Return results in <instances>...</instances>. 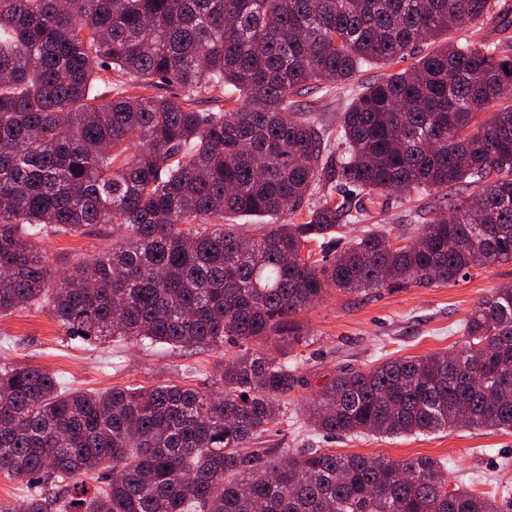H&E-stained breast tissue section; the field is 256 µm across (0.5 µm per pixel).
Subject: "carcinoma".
<instances>
[{
    "label": "carcinoma",
    "instance_id": "1",
    "mask_svg": "<svg viewBox=\"0 0 512 512\" xmlns=\"http://www.w3.org/2000/svg\"><path fill=\"white\" fill-rule=\"evenodd\" d=\"M512 30L508 0H0V316L45 307L66 335L171 347L301 342L294 317L330 289L455 283L512 262ZM433 48L408 62L420 43ZM408 66L358 93L333 147L291 97L365 65ZM183 96L116 92L99 74ZM230 86L238 105L196 97ZM474 195L438 207L413 239L368 230L311 189ZM249 244L224 217L278 219ZM92 224L112 248L57 275L42 241ZM322 258L311 260L308 244ZM303 361L249 347L221 365L224 394L178 385L61 390L0 365V475L27 493L0 512H512L448 486L434 458L319 448L279 460L249 444L278 424ZM247 399H242V396ZM303 413L327 436L512 429V285L493 290L452 353L329 378ZM95 482L89 489L87 481Z\"/></svg>",
    "mask_w": 512,
    "mask_h": 512
}]
</instances>
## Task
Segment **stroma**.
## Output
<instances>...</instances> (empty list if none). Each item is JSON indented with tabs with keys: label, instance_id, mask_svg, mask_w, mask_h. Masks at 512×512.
<instances>
[{
	"label": "stroma",
	"instance_id": "35a3bbf8",
	"mask_svg": "<svg viewBox=\"0 0 512 512\" xmlns=\"http://www.w3.org/2000/svg\"><path fill=\"white\" fill-rule=\"evenodd\" d=\"M384 73L377 65L363 67L351 84L303 91L295 96V106L327 129L337 130L339 114L352 97ZM391 202L384 213L347 223L339 231L342 241L379 224L391 228L393 236L411 238L429 222L440 199L435 194H395ZM111 244V226L100 224L80 235L49 236L42 246L54 267L65 269ZM505 284H512V262L472 269L470 277L453 284L352 294L329 290L295 318L303 341L293 350L303 362L306 383L289 398L282 423L255 440V447L271 449L276 460L303 448L394 461L429 456L441 461L457 484L471 486L473 492L487 495L512 489V430L460 426L428 435L365 433L331 438L311 431L302 415L324 382L342 369L366 370L392 358L451 351L479 301L492 288ZM236 353L230 344L179 350L115 339L90 346L67 336L47 309L35 305L0 317V364L47 370L67 389L103 392L114 387L177 384L220 395L224 382L219 366Z\"/></svg>",
	"mask_w": 512,
	"mask_h": 512
}]
</instances>
